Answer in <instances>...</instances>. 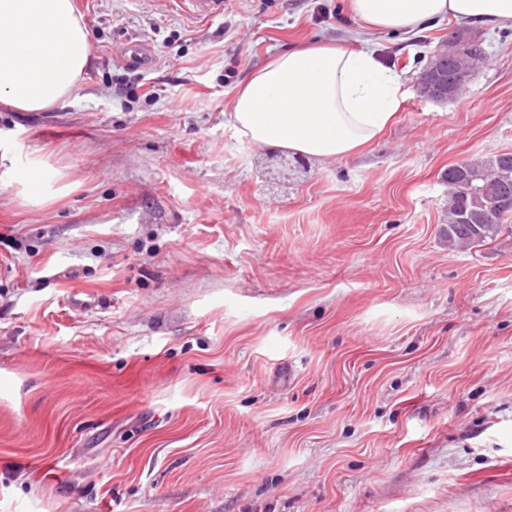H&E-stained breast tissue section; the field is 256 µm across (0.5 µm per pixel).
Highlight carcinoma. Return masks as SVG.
Segmentation results:
<instances>
[{
	"label": "carcinoma",
	"mask_w": 512,
	"mask_h": 512,
	"mask_svg": "<svg viewBox=\"0 0 512 512\" xmlns=\"http://www.w3.org/2000/svg\"><path fill=\"white\" fill-rule=\"evenodd\" d=\"M448 246L477 247L493 240L500 226L512 219V154L466 161L448 168ZM490 208L489 215L473 224L461 220L464 208L475 199Z\"/></svg>",
	"instance_id": "carcinoma-1"
}]
</instances>
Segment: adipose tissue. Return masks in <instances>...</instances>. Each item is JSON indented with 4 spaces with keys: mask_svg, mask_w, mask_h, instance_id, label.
<instances>
[{
    "mask_svg": "<svg viewBox=\"0 0 512 512\" xmlns=\"http://www.w3.org/2000/svg\"><path fill=\"white\" fill-rule=\"evenodd\" d=\"M347 11L357 37L288 48L239 87L231 120L243 137L319 161L348 156L385 130L405 86L361 33H406L446 17L469 26L512 25V0H347ZM89 63L88 32L74 0H0L1 104L47 110L73 93ZM5 174L34 206L74 187L63 169L42 159Z\"/></svg>",
    "mask_w": 512,
    "mask_h": 512,
    "instance_id": "adipose-tissue-1",
    "label": "adipose tissue"
}]
</instances>
